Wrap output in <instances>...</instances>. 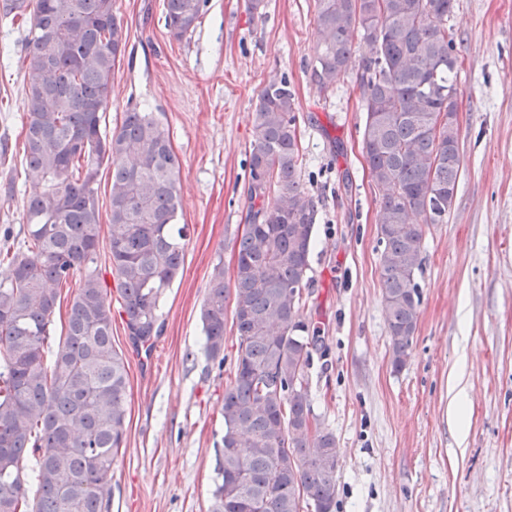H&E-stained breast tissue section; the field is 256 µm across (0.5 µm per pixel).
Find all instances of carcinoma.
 <instances>
[{
  "label": "carcinoma",
  "instance_id": "obj_1",
  "mask_svg": "<svg viewBox=\"0 0 512 512\" xmlns=\"http://www.w3.org/2000/svg\"><path fill=\"white\" fill-rule=\"evenodd\" d=\"M456 0H316L311 82L345 80L353 33L373 45L356 76L362 152L381 193L377 233L391 364L411 357L427 224H445L462 167ZM115 0H0L30 16L24 157L39 184L25 205L24 247L0 282V512H108L112 462L125 442L128 371L112 345V305L99 266V176L111 168L108 246L129 339L151 352L160 299L184 262L179 160L161 122L130 107L101 129L129 34ZM204 0H164L180 40ZM296 95L269 81L252 114L249 223L235 236L233 282L213 266L201 309L206 349L238 340L224 387L216 512H336V437L313 416L307 370L319 336L300 319L317 201L303 183ZM75 291L65 338L51 349L61 291ZM51 355V362L45 355Z\"/></svg>",
  "mask_w": 512,
  "mask_h": 512
}]
</instances>
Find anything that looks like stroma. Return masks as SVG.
Here are the masks:
<instances>
[{
  "instance_id": "1",
  "label": "stroma",
  "mask_w": 512,
  "mask_h": 512,
  "mask_svg": "<svg viewBox=\"0 0 512 512\" xmlns=\"http://www.w3.org/2000/svg\"><path fill=\"white\" fill-rule=\"evenodd\" d=\"M264 4L253 16L245 0H206L195 30L177 40L164 0H115L129 41L106 124L119 127L131 106L163 123L180 160L187 237L151 356L112 319L129 414L110 512L214 510L227 374L204 349L200 315L214 264L233 276L254 103L281 77L296 93L302 176L318 201L300 313L325 345L308 380L312 413L336 437V512H512V0H457L449 20L463 166L447 223L424 227L420 316L398 372L358 93L348 82L323 93L310 81L315 0ZM29 28L0 14V247L21 243L35 189L23 160ZM454 378L468 394L462 434L449 415Z\"/></svg>"
}]
</instances>
